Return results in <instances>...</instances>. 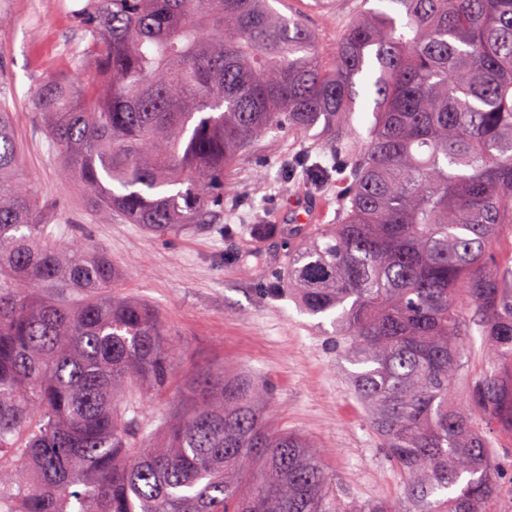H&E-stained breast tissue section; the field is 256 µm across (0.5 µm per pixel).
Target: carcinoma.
Here are the masks:
<instances>
[{
    "label": "carcinoma",
    "instance_id": "1",
    "mask_svg": "<svg viewBox=\"0 0 512 512\" xmlns=\"http://www.w3.org/2000/svg\"><path fill=\"white\" fill-rule=\"evenodd\" d=\"M359 6L331 51L270 0H88L91 85L34 98L65 175L95 210L167 236L224 211L239 156L270 134L356 135L336 223L293 246L266 293L331 319L336 355L404 501L340 491L305 437L272 429L269 392L195 371L161 430L136 394L167 390L179 341L114 291L92 242L48 240L0 113V501L18 512H494L495 431L512 435V0ZM284 176L319 184L308 156ZM508 249H500L501 244ZM57 288L70 303L41 294ZM479 334L490 367L458 394Z\"/></svg>",
    "mask_w": 512,
    "mask_h": 512
}]
</instances>
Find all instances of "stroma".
Masks as SVG:
<instances>
[{
  "label": "stroma",
  "instance_id": "35a3bbf8",
  "mask_svg": "<svg viewBox=\"0 0 512 512\" xmlns=\"http://www.w3.org/2000/svg\"><path fill=\"white\" fill-rule=\"evenodd\" d=\"M313 0H278L283 15H301L331 48L350 0L321 12ZM87 0H0V112L9 113L18 172L29 179L55 234L79 232L106 252L117 291L159 310L184 349L177 378L218 364L249 375L271 392L269 417L277 429L295 431L324 452V468L337 487L361 500L391 502L403 496V479L387 461L356 398L348 373L330 344L327 318L303 312L288 298H271L266 284L288 269V252L311 224L336 221L335 181L320 191L284 181L280 158L299 152L332 162L334 143L319 137H266L239 157L224 193V213L212 224L171 236L151 234L89 204L85 190L64 176L31 107L51 77L89 83L92 61L79 56L88 40L79 16ZM314 209L312 223L294 220L292 205ZM274 213L277 231L256 241L237 230Z\"/></svg>",
  "mask_w": 512,
  "mask_h": 512
}]
</instances>
